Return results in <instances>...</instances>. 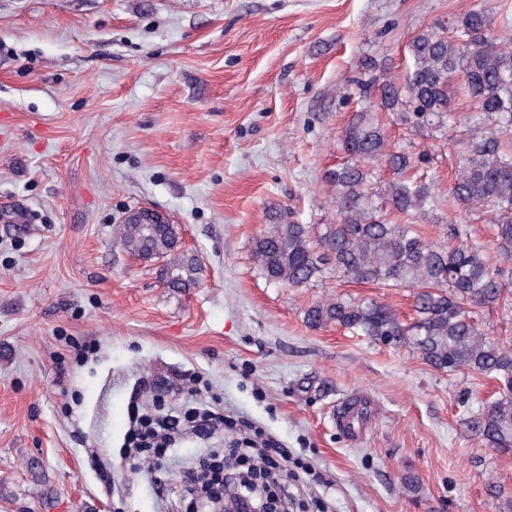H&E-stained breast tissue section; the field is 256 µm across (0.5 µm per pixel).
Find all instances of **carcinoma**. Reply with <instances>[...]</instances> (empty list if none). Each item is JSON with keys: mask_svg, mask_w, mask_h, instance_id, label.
<instances>
[{"mask_svg": "<svg viewBox=\"0 0 512 512\" xmlns=\"http://www.w3.org/2000/svg\"><path fill=\"white\" fill-rule=\"evenodd\" d=\"M512 26V13L499 19L481 8L419 30L408 43L411 66L401 81L379 78L369 58L363 76L352 79L365 106L342 134L347 160L329 169L325 181L335 190L336 223L295 224L270 215L268 230L253 243L265 275L290 287L318 280L325 271L357 283L414 290V316L404 323L377 301H346L311 306L312 327L336 325L382 344L407 347L427 365L446 372L467 369L502 385L498 397L467 419L472 433L492 448L512 446V348L491 337L477 313L506 297L509 269L492 266L482 246L469 243L463 226L451 225L455 246L426 241L415 229L422 215L444 209L448 199L468 212L490 217L500 260L512 261V50L488 34ZM379 87L378 103L371 89ZM468 108L467 150L450 196L437 180L414 170L428 163L425 151L389 148L377 111L391 112L411 129L448 138L456 129V102ZM395 178L375 186L376 168ZM128 253L165 259L169 287L186 290L198 283L195 256L175 253L167 223L144 224L131 217L120 228Z\"/></svg>", "mask_w": 512, "mask_h": 512, "instance_id": "obj_1", "label": "carcinoma"}]
</instances>
